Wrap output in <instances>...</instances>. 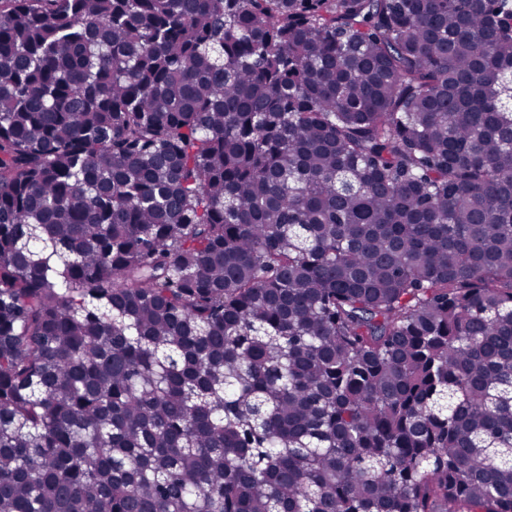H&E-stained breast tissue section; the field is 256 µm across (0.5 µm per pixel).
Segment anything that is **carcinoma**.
<instances>
[{"mask_svg":"<svg viewBox=\"0 0 512 512\" xmlns=\"http://www.w3.org/2000/svg\"><path fill=\"white\" fill-rule=\"evenodd\" d=\"M0 512H512L509 0H0Z\"/></svg>","mask_w":512,"mask_h":512,"instance_id":"1","label":"carcinoma"}]
</instances>
